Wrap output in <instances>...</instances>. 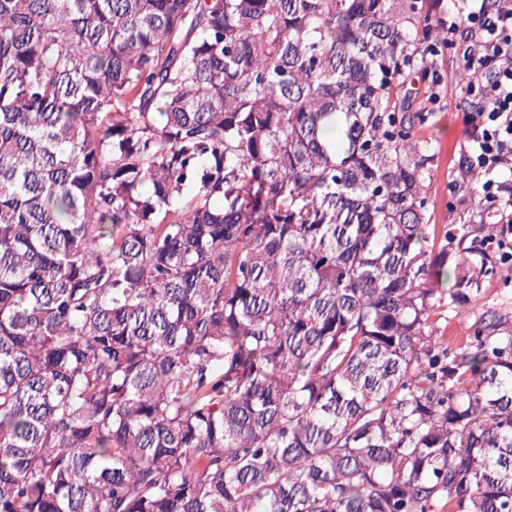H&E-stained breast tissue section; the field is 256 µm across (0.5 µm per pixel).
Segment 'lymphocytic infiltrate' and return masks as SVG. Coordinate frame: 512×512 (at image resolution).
<instances>
[{"mask_svg":"<svg viewBox=\"0 0 512 512\" xmlns=\"http://www.w3.org/2000/svg\"><path fill=\"white\" fill-rule=\"evenodd\" d=\"M460 2L447 20L448 34L463 43V69L487 75L485 82L468 89L477 107L467 116V156L472 165L491 172L512 162V0H494L489 9Z\"/></svg>","mask_w":512,"mask_h":512,"instance_id":"f902f5d3","label":"lymphocytic infiltrate"}]
</instances>
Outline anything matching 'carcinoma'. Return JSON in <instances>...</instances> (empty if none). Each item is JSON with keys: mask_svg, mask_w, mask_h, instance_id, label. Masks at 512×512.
I'll use <instances>...</instances> for the list:
<instances>
[{"mask_svg": "<svg viewBox=\"0 0 512 512\" xmlns=\"http://www.w3.org/2000/svg\"><path fill=\"white\" fill-rule=\"evenodd\" d=\"M427 0H0V512H512V224L432 223ZM479 171L461 157L454 184ZM487 312L496 313L512 327V262L503 266L499 274L487 283L483 297L474 302L464 316L455 317L449 314L448 322L440 320V330L447 336L448 345L455 347L461 344L465 336L471 332L473 325Z\"/></svg>", "mask_w": 512, "mask_h": 512, "instance_id": "carcinoma-1", "label": "carcinoma"}]
</instances>
